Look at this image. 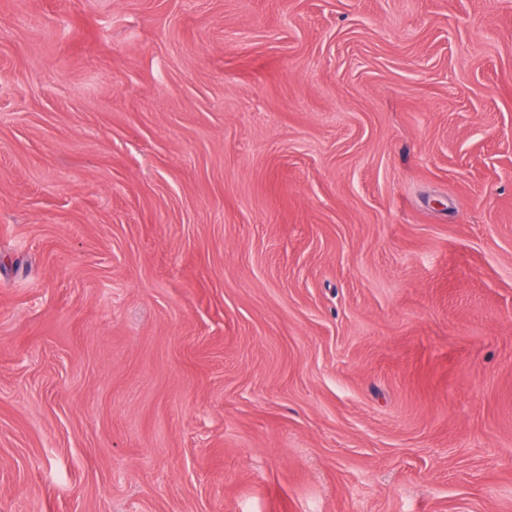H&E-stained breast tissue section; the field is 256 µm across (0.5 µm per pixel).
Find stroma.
<instances>
[{"label": "stroma", "mask_w": 512, "mask_h": 512, "mask_svg": "<svg viewBox=\"0 0 512 512\" xmlns=\"http://www.w3.org/2000/svg\"><path fill=\"white\" fill-rule=\"evenodd\" d=\"M0 512H512V0H0Z\"/></svg>", "instance_id": "stroma-1"}]
</instances>
